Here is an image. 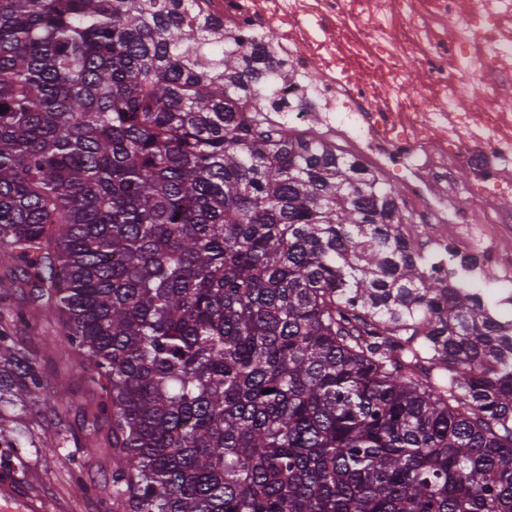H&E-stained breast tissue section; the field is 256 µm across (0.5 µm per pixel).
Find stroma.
<instances>
[{
  "mask_svg": "<svg viewBox=\"0 0 512 512\" xmlns=\"http://www.w3.org/2000/svg\"><path fill=\"white\" fill-rule=\"evenodd\" d=\"M493 316L512 319V284L502 281L498 270L484 268L477 281ZM60 332L57 321L45 320L38 333L15 331L16 340L37 358L48 383H55L68 372L77 358L74 350L57 343ZM54 346H47V339ZM68 399L46 393L44 399L28 414L23 415L26 436L22 446L10 457L17 477L29 482L34 494L47 501L49 512H99L98 501L112 496V454L103 450L87 456L84 447L90 438V420L84 410L90 409L96 391L78 378L70 380ZM54 441L57 455L44 452L45 441ZM94 487L96 494L85 497L76 491V480Z\"/></svg>",
  "mask_w": 512,
  "mask_h": 512,
  "instance_id": "stroma-1",
  "label": "stroma"
}]
</instances>
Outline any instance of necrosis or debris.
I'll use <instances>...</instances> for the list:
<instances>
[{
  "label": "necrosis or debris",
  "mask_w": 512,
  "mask_h": 512,
  "mask_svg": "<svg viewBox=\"0 0 512 512\" xmlns=\"http://www.w3.org/2000/svg\"><path fill=\"white\" fill-rule=\"evenodd\" d=\"M208 12L227 34L258 39L268 20L288 23L271 45L277 63L272 100H286L271 120L326 110L319 135L350 142L373 166L401 177L400 207L413 219L409 238L426 239L442 276L455 259L495 266L512 275V215L498 200L512 196V0H208ZM432 79L419 110L404 107L410 88L407 60ZM478 84L487 111L465 105ZM441 130L440 138L427 136ZM472 163L480 188L432 201L415 178L424 171L447 184L451 158ZM454 222V237L435 236L436 224Z\"/></svg>",
  "instance_id": "necrosis-or-debris-1"
}]
</instances>
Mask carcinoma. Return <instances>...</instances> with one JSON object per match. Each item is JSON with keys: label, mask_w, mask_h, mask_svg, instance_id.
Returning a JSON list of instances; mask_svg holds the SVG:
<instances>
[{"label": "carcinoma", "mask_w": 512, "mask_h": 512, "mask_svg": "<svg viewBox=\"0 0 512 512\" xmlns=\"http://www.w3.org/2000/svg\"><path fill=\"white\" fill-rule=\"evenodd\" d=\"M205 0H0V261L99 388L129 512H512V321L399 189L241 120L270 55ZM40 317V318H42ZM0 325L3 414L46 392Z\"/></svg>", "instance_id": "obj_1"}]
</instances>
